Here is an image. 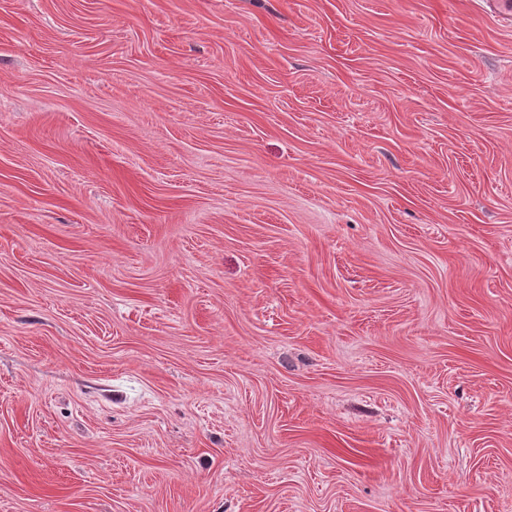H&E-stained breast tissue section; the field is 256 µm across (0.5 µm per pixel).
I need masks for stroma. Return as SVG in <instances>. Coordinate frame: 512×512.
I'll return each mask as SVG.
<instances>
[{
  "label": "stroma",
  "instance_id": "35a3bbf8",
  "mask_svg": "<svg viewBox=\"0 0 512 512\" xmlns=\"http://www.w3.org/2000/svg\"><path fill=\"white\" fill-rule=\"evenodd\" d=\"M0 512H512V24L0 0Z\"/></svg>",
  "mask_w": 512,
  "mask_h": 512
}]
</instances>
